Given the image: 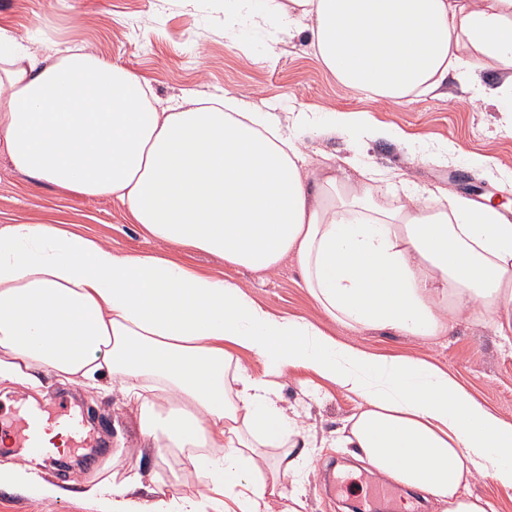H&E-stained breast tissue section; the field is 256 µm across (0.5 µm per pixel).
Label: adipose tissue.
I'll return each instance as SVG.
<instances>
[{
    "label": "adipose tissue",
    "mask_w": 512,
    "mask_h": 512,
    "mask_svg": "<svg viewBox=\"0 0 512 512\" xmlns=\"http://www.w3.org/2000/svg\"><path fill=\"white\" fill-rule=\"evenodd\" d=\"M282 36L308 31L341 84L399 103L439 90L464 55L501 77L477 98L512 107V0H224ZM352 116L281 122L233 95L156 98L147 79L82 47L32 52L0 28V150L38 184L120 203L157 243L255 272L294 261L343 327L433 337L496 314L512 333V222L360 163L312 166L304 138ZM265 366L234 367L228 347ZM306 368L360 400L342 447L440 512H489L469 493L488 473L512 489V423L447 372L341 343L278 316L237 283L152 253L123 254L50 224L0 225V382L41 373L119 387L144 444L185 452L216 512H303L314 441L277 396ZM139 474L90 485L103 512H201L192 497L133 498Z\"/></svg>",
    "instance_id": "adipose-tissue-1"
}]
</instances>
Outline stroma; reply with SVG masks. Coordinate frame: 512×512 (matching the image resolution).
<instances>
[{
  "label": "stroma",
  "instance_id": "1",
  "mask_svg": "<svg viewBox=\"0 0 512 512\" xmlns=\"http://www.w3.org/2000/svg\"><path fill=\"white\" fill-rule=\"evenodd\" d=\"M1 27L36 46L56 41L88 47L145 76L162 99L230 91L283 119L310 109L352 113L385 125L393 138L366 142L353 126L336 137L311 135L306 149L327 164L339 165L354 156L428 190L476 202L491 199L512 218V110L474 98L469 87L457 82H448L442 94L401 104L376 99L338 83L315 55L307 33L283 40L271 27L241 17L234 25L237 40L229 42L222 0H0ZM447 143L455 150L445 158L439 148ZM476 156L488 158V167L472 166ZM59 221L118 252L163 250L192 271L224 275L272 313L312 319L339 342L374 355L425 360L452 376L478 403L512 422V335H499L491 324L463 317L447 335L433 339L344 328L316 308L295 263L260 275L227 266L210 253L160 248L117 203L33 184L0 154V225ZM43 382L38 391L0 383V424L10 425L14 412L33 407L42 408L52 420L68 413L86 416L82 445L37 470L45 482L67 489L69 495L50 501L34 490L2 488L0 512H99V503L83 496L84 486L118 482L132 471L141 474L144 485L168 494L193 496L201 489L202 479L186 474L187 463L178 450L167 448L156 457L148 453L139 421L123 408L119 391L63 384L52 375ZM278 394L285 410L298 412L300 422L317 438L304 472L306 512H350L351 495L385 485L391 493L378 499L379 512H395L406 488L390 484L357 462L350 449L334 444L337 429L358 410L357 397L302 368L289 369L280 378Z\"/></svg>",
  "mask_w": 512,
  "mask_h": 512
}]
</instances>
